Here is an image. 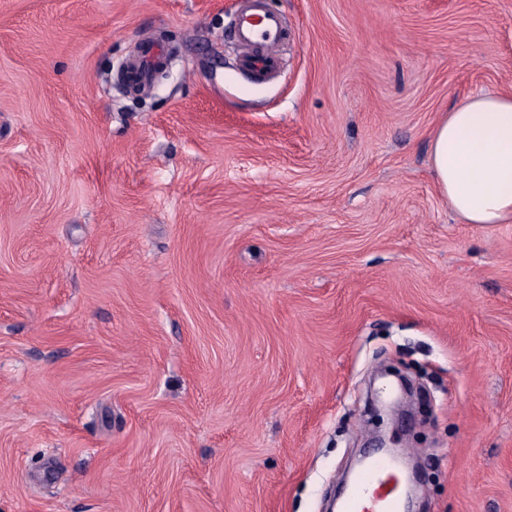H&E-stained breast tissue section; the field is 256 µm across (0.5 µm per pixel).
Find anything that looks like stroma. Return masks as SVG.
I'll return each mask as SVG.
<instances>
[{
  "instance_id": "obj_1",
  "label": "stroma",
  "mask_w": 512,
  "mask_h": 512,
  "mask_svg": "<svg viewBox=\"0 0 512 512\" xmlns=\"http://www.w3.org/2000/svg\"><path fill=\"white\" fill-rule=\"evenodd\" d=\"M265 4L258 84L238 0H0V512H325L379 432L422 512H512V223L430 162L512 90V0ZM262 1L243 0L234 21L235 38L249 49L241 65L257 79L268 77L277 67L274 47L286 33L281 16L266 9ZM161 58V53L152 42H144L142 52L129 65L131 78L138 83H146Z\"/></svg>"
}]
</instances>
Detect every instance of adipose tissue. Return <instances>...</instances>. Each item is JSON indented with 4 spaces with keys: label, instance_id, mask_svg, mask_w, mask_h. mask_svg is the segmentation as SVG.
I'll return each mask as SVG.
<instances>
[{
    "label": "adipose tissue",
    "instance_id": "obj_1",
    "mask_svg": "<svg viewBox=\"0 0 512 512\" xmlns=\"http://www.w3.org/2000/svg\"><path fill=\"white\" fill-rule=\"evenodd\" d=\"M430 146L438 191L462 223H512V93L472 95L453 106Z\"/></svg>",
    "mask_w": 512,
    "mask_h": 512
}]
</instances>
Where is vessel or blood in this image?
Returning <instances> with one entry per match:
<instances>
[{"label": "vessel or blood", "instance_id": "vessel-or-blood-1", "mask_svg": "<svg viewBox=\"0 0 512 512\" xmlns=\"http://www.w3.org/2000/svg\"><path fill=\"white\" fill-rule=\"evenodd\" d=\"M286 33L280 15L266 9L262 0H243L234 21V36L247 51L241 65L255 78L268 77L278 64L274 47ZM162 55L147 42L129 65L131 78L146 83ZM401 487L394 464L383 457L370 461L354 478L342 512H398Z\"/></svg>", "mask_w": 512, "mask_h": 512}]
</instances>
